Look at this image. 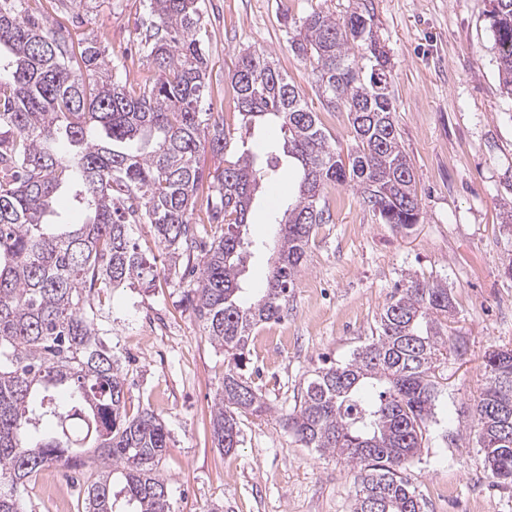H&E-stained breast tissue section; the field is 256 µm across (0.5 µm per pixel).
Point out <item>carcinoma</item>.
<instances>
[{"label":"carcinoma","mask_w":512,"mask_h":512,"mask_svg":"<svg viewBox=\"0 0 512 512\" xmlns=\"http://www.w3.org/2000/svg\"><path fill=\"white\" fill-rule=\"evenodd\" d=\"M0 0V512H26L21 492L43 468L90 473L87 512H171L157 462L169 447L150 410L126 408L125 377L103 340L101 296L155 279L131 225L148 224L170 259L183 311L228 356L212 410L218 447L240 443L235 411L269 410L245 372L260 325L278 322L316 228L330 221L328 186L353 184L386 224L418 222L415 178L394 113L390 60L369 15H307L292 49L309 61L317 93L348 112L355 147L342 159L317 112L270 57L250 47L231 76L241 120L277 122L286 133L266 159L229 157L224 124L201 103L208 62L196 37L200 0H149L145 44L157 78L137 90L112 81L98 39L50 35L24 7ZM492 49L512 93V0H492ZM80 60L84 69L74 70ZM67 143L69 153L57 149ZM224 158L209 177L205 217L194 218L204 182L198 155ZM295 171L297 194L280 214L276 258L265 288L242 298L254 196ZM84 215L54 222L61 194ZM448 287L410 278L394 288L371 343L342 366L307 382L284 426L306 448L339 456L354 472L353 512H423L406 465L434 417L437 363L448 357ZM512 350L494 351L472 411V428L492 478L512 483V426L490 407L512 404Z\"/></svg>","instance_id":"obj_1"}]
</instances>
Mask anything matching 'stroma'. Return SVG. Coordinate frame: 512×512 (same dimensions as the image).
Here are the masks:
<instances>
[{
  "mask_svg": "<svg viewBox=\"0 0 512 512\" xmlns=\"http://www.w3.org/2000/svg\"><path fill=\"white\" fill-rule=\"evenodd\" d=\"M149 0H29L43 27L95 35L112 78L138 88L154 69L141 49ZM197 33L208 59L210 120L231 130L232 149L265 151L280 127L246 128L231 83L239 50L267 51L317 112L340 153L353 145L345 111L319 98L307 61L290 39L311 12L367 10L392 70L394 114L420 205L417 224L382 223L357 187H329L319 225L281 320L249 343L247 376L272 411L237 414L240 444L217 448L211 412L224 353L179 307L174 280L116 288L104 305L106 341L125 368L126 406L153 411L170 444L157 469L173 512H352L353 473L339 457L301 447L281 419L314 370L349 362L371 341L393 289L410 276L447 285L448 320L460 353L436 371L432 423L408 472L424 512H512V484L491 478L471 411L489 353L512 349V96L499 82L487 14L491 0H202ZM276 204L261 195L247 237L259 245L246 273L262 287L271 269Z\"/></svg>",
  "mask_w": 512,
  "mask_h": 512,
  "instance_id": "stroma-1",
  "label": "stroma"
}]
</instances>
